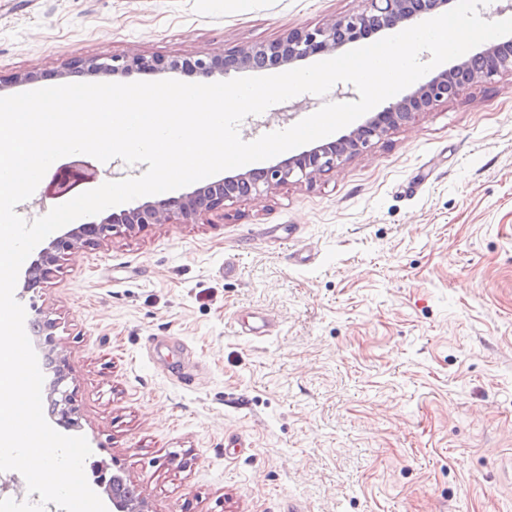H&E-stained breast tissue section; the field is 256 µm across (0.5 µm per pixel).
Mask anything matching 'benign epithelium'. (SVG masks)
Wrapping results in <instances>:
<instances>
[{"label": "benign epithelium", "mask_w": 512, "mask_h": 512, "mask_svg": "<svg viewBox=\"0 0 512 512\" xmlns=\"http://www.w3.org/2000/svg\"><path fill=\"white\" fill-rule=\"evenodd\" d=\"M362 13L347 15L323 26L290 30L269 44H257L229 54L197 58L153 59L134 54L114 57H77L72 68L89 76L107 80L131 71L166 68L206 78L231 69H269L302 61L314 54H335L346 45L371 33L403 27L415 20L433 17L447 10L449 0H367ZM478 66L461 61L418 84L409 94L388 103L379 113L367 118L349 134L304 150L260 171H246L220 181L199 186L178 197L147 201L119 214L112 213L97 222L80 224L63 231L42 248L31 263L24 282L28 289L46 282L57 271L67 252L78 246H95L121 228L133 230L149 224H189L224 209V203L240 193L259 195L290 180H311L336 170L344 159L366 148L396 127L409 124L415 116L430 111L437 103L456 96L465 87L487 82L503 73L512 74V39L491 43L476 54ZM98 168L85 157H73L52 175L46 193L54 198H69L77 189L94 183ZM64 366L47 388V399L57 415L56 424L70 429L78 424L73 394L65 384ZM147 503L112 497L113 512H145Z\"/></svg>", "instance_id": "obj_1"}]
</instances>
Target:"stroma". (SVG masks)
I'll use <instances>...</instances> for the list:
<instances>
[{
  "mask_svg": "<svg viewBox=\"0 0 512 512\" xmlns=\"http://www.w3.org/2000/svg\"><path fill=\"white\" fill-rule=\"evenodd\" d=\"M367 7L0 0V94L80 82L78 56L216 55ZM19 302L56 323L89 486L121 471L150 512H512V74L312 181L73 250ZM258 313L273 332L243 334Z\"/></svg>",
  "mask_w": 512,
  "mask_h": 512,
  "instance_id": "obj_1",
  "label": "stroma"
}]
</instances>
